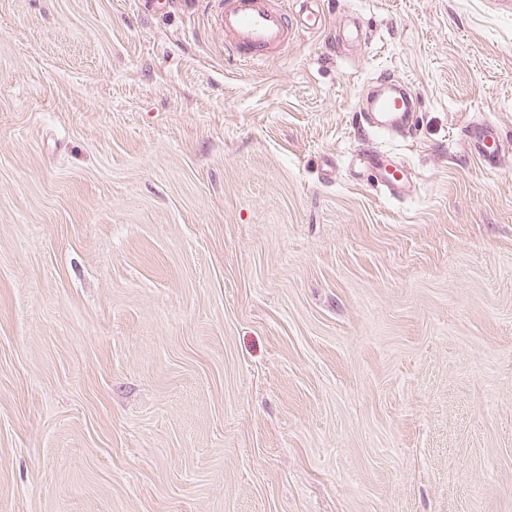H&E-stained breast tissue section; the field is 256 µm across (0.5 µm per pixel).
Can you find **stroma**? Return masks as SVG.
I'll list each match as a JSON object with an SVG mask.
<instances>
[{
  "label": "stroma",
  "instance_id": "35a3bbf8",
  "mask_svg": "<svg viewBox=\"0 0 512 512\" xmlns=\"http://www.w3.org/2000/svg\"><path fill=\"white\" fill-rule=\"evenodd\" d=\"M321 8L245 67L206 0H0V512H512V13ZM396 88L397 95L393 98H382L378 92L368 98L366 107L360 111L363 127L366 126L376 132H398L407 129L406 118L416 110L417 97L406 86L399 85ZM379 115L382 120L378 118ZM465 140L471 151L477 153L479 158L488 166L496 167L499 163L503 145L498 132L490 124H477L466 130ZM390 166L391 170L387 167ZM380 183L387 187L391 193L398 197L408 196L413 191L411 177L405 168L399 164H388L380 177Z\"/></svg>",
  "mask_w": 512,
  "mask_h": 512
}]
</instances>
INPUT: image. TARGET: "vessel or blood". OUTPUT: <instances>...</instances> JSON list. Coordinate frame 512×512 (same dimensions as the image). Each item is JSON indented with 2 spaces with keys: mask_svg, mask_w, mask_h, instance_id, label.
<instances>
[{
  "mask_svg": "<svg viewBox=\"0 0 512 512\" xmlns=\"http://www.w3.org/2000/svg\"><path fill=\"white\" fill-rule=\"evenodd\" d=\"M210 8L219 32L224 35L227 51L235 53L239 62L247 65L276 58L287 48L296 30H319L325 24L318 0H304L296 11L289 8L286 0H211ZM416 102V95L403 85L398 86L392 98L372 94L361 113V123L376 132L405 130L406 118L415 111ZM465 139L484 164L499 163L503 147L492 125L469 127ZM355 158L367 168H382L385 161L383 155L369 149L357 151ZM380 182L399 197L413 191L409 174L396 163L390 170H383Z\"/></svg>",
  "mask_w": 512,
  "mask_h": 512,
  "instance_id": "1",
  "label": "vessel or blood"
}]
</instances>
